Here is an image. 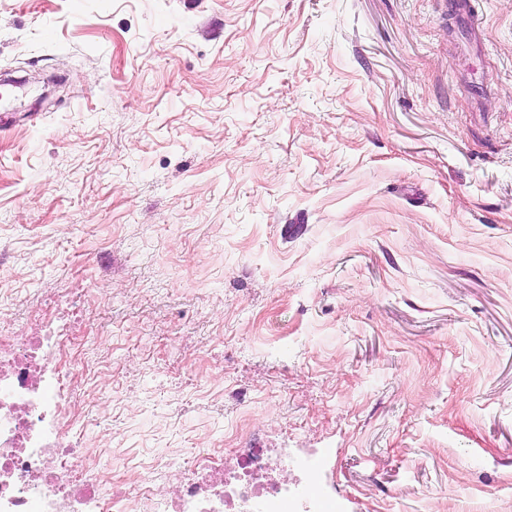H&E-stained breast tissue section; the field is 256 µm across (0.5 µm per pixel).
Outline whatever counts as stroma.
<instances>
[{
  "mask_svg": "<svg viewBox=\"0 0 512 512\" xmlns=\"http://www.w3.org/2000/svg\"><path fill=\"white\" fill-rule=\"evenodd\" d=\"M7 76L0 326L78 289L96 473L512 512V0H0Z\"/></svg>",
  "mask_w": 512,
  "mask_h": 512,
  "instance_id": "35a3bbf8",
  "label": "stroma"
}]
</instances>
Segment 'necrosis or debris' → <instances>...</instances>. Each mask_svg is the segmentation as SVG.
<instances>
[{"label":"necrosis or debris","instance_id":"necrosis-or-debris-1","mask_svg":"<svg viewBox=\"0 0 512 512\" xmlns=\"http://www.w3.org/2000/svg\"><path fill=\"white\" fill-rule=\"evenodd\" d=\"M55 307L26 339L0 330V512H143L148 502L156 512H282L299 474L313 512H336L335 496L316 485V458L288 465L267 448H224L195 455L189 466L168 463L175 482L164 495L147 477L159 466L152 460L135 467L126 491H109V477L90 475L94 451L75 420L88 366L63 331L82 313L66 291Z\"/></svg>","mask_w":512,"mask_h":512}]
</instances>
